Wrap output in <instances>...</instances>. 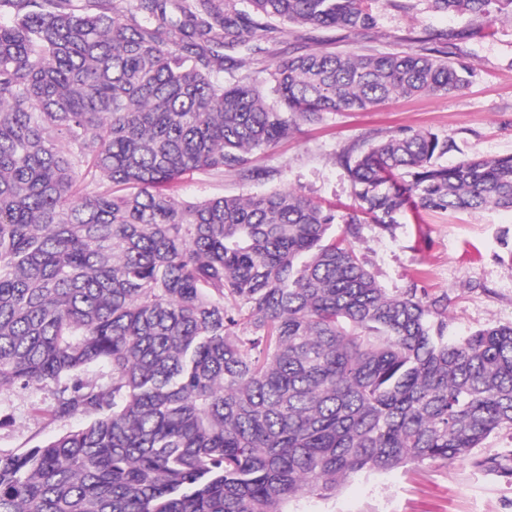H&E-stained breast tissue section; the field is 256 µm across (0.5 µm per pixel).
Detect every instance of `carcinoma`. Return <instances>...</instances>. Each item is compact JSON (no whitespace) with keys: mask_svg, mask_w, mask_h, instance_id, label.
Instances as JSON below:
<instances>
[{"mask_svg":"<svg viewBox=\"0 0 512 512\" xmlns=\"http://www.w3.org/2000/svg\"><path fill=\"white\" fill-rule=\"evenodd\" d=\"M419 1L479 19L474 37L512 16L391 0ZM378 2L0 0V392L52 385L55 420L86 418L0 453V512H289L356 473L459 459L512 483V448L473 454L512 431V323L448 341V295L387 294L347 240L407 208L512 210V155L442 165L454 140L393 135L339 157L341 214L294 189H170L265 180L251 156L326 113L461 90L472 72L433 32L236 74L230 51L267 53L278 24L363 32ZM502 448H512V434L503 430L492 433L479 446L474 448L475 455H490L502 450Z\"/></svg>","mask_w":512,"mask_h":512,"instance_id":"carcinoma-1","label":"carcinoma"}]
</instances>
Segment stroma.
Returning a JSON list of instances; mask_svg holds the SVG:
<instances>
[{"label": "stroma", "mask_w": 512, "mask_h": 512, "mask_svg": "<svg viewBox=\"0 0 512 512\" xmlns=\"http://www.w3.org/2000/svg\"><path fill=\"white\" fill-rule=\"evenodd\" d=\"M376 10L377 27L359 35L286 28L271 45L270 58H287L295 49L400 51V36L453 31L460 35L458 62L475 72L470 83L445 96L400 98L365 112L327 114L256 156L255 166L270 170L268 179L245 182L231 171L194 174L181 181L180 196L200 200L291 187L347 212L353 206L352 187L339 156L360 153L402 130L452 138L458 149L442 157L445 165L475 152L487 158L512 155V17L493 21L489 36L465 39L461 33L469 21L463 17L421 5L404 12L388 0H379ZM351 242L386 293L401 294L416 282L447 295L448 338L512 322V212L433 213L418 220L404 213L387 227L359 225ZM53 406V392L44 385L0 393V453L23 452L82 424L79 416L52 420ZM298 507L300 512H512V484L467 460L427 461L355 475L334 497L310 498Z\"/></svg>", "instance_id": "35a3bbf8"}]
</instances>
